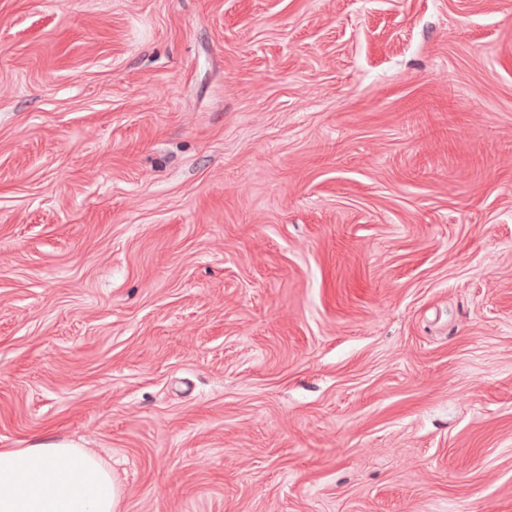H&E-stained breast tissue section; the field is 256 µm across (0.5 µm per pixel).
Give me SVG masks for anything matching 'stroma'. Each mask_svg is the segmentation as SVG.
I'll use <instances>...</instances> for the list:
<instances>
[{"label": "stroma", "mask_w": 512, "mask_h": 512, "mask_svg": "<svg viewBox=\"0 0 512 512\" xmlns=\"http://www.w3.org/2000/svg\"><path fill=\"white\" fill-rule=\"evenodd\" d=\"M119 512H512V0H0V448Z\"/></svg>", "instance_id": "35a3bbf8"}]
</instances>
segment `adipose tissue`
Instances as JSON below:
<instances>
[{
	"label": "adipose tissue",
	"mask_w": 512,
	"mask_h": 512,
	"mask_svg": "<svg viewBox=\"0 0 512 512\" xmlns=\"http://www.w3.org/2000/svg\"><path fill=\"white\" fill-rule=\"evenodd\" d=\"M0 512H119L112 472L66 443L0 448Z\"/></svg>",
	"instance_id": "1"
}]
</instances>
